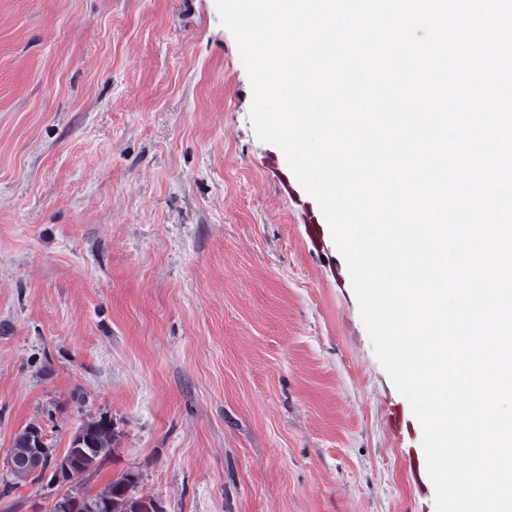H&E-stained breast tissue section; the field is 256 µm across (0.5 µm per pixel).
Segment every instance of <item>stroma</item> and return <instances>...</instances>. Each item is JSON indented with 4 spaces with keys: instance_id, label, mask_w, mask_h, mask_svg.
Listing matches in <instances>:
<instances>
[{
    "instance_id": "obj_1",
    "label": "stroma",
    "mask_w": 512,
    "mask_h": 512,
    "mask_svg": "<svg viewBox=\"0 0 512 512\" xmlns=\"http://www.w3.org/2000/svg\"><path fill=\"white\" fill-rule=\"evenodd\" d=\"M215 0H0V485L35 424L119 441L165 512H436L416 418L378 362L344 258L280 196L283 152ZM301 206L305 213L303 224L306 227V238L312 251L319 257L327 255L323 245V224L319 223L318 216L312 209L306 208L304 204Z\"/></svg>"
}]
</instances>
